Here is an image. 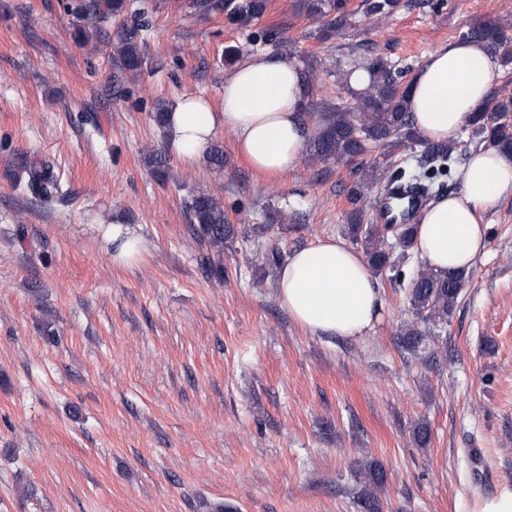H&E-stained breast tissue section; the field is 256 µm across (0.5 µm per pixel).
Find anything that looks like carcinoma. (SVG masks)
<instances>
[{
    "label": "carcinoma",
    "mask_w": 512,
    "mask_h": 512,
    "mask_svg": "<svg viewBox=\"0 0 512 512\" xmlns=\"http://www.w3.org/2000/svg\"><path fill=\"white\" fill-rule=\"evenodd\" d=\"M365 15L377 22L394 13L400 0H365ZM201 12H218L238 27H249L267 11L268 0H193ZM126 10V0H68L64 13L69 17L70 36L79 46L95 48L100 43L104 23L117 18ZM294 12L318 23L315 36L321 41L351 25L352 13L346 10L345 0H295ZM139 27H125L118 36V55L121 66L136 75L145 64V42ZM467 39L484 43L488 52L504 65H512V35L495 20L479 21L463 34ZM370 85L362 92L352 93L355 102L349 105H328L310 113L306 130V155L314 164L343 162L352 164L359 180L350 187L347 213V233L361 246L368 266L377 274L390 273V280L405 279L401 259L413 247V224H367L365 213L358 207L363 189L371 184L385 190L391 184H413L429 193L436 179L446 176L457 161V143L431 142L416 128L407 108V85L403 71L381 56L372 57L365 66ZM512 95L491 93L482 109L469 121L471 137L480 143L512 154ZM383 148V153L365 161L369 145ZM423 151L417 160L418 170L411 171L392 161ZM169 157L164 151L147 152L146 163L156 173L168 168ZM18 180L44 203L62 194L60 173L48 160L21 169ZM190 231L205 247L203 262L212 278H224V241L235 236L224 210V201L211 191H196L185 200ZM466 274L457 271L435 270L422 265L410 279L409 302L417 323L401 331L406 350L417 355L430 349L440 340L448 325ZM354 478L361 485L356 504L361 512H383L379 492L387 484L384 465L375 459L356 461Z\"/></svg>",
    "instance_id": "1"
}]
</instances>
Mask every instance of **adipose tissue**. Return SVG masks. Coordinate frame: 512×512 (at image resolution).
<instances>
[{
  "instance_id": "adipose-tissue-1",
  "label": "adipose tissue",
  "mask_w": 512,
  "mask_h": 512,
  "mask_svg": "<svg viewBox=\"0 0 512 512\" xmlns=\"http://www.w3.org/2000/svg\"><path fill=\"white\" fill-rule=\"evenodd\" d=\"M497 63L477 41L431 52L407 94L415 126L430 141L457 137L489 97ZM300 69L293 61L259 54L224 80V107L212 111L197 95L171 106L168 130L176 155L193 163L217 129L234 133L236 147L257 171L283 175L305 144ZM458 192L442 197L416 228L414 249L437 270L469 272L486 249L484 211L512 196V156L493 147L473 151L457 173ZM278 295L295 322L316 336L356 338L381 316L383 300L363 256L336 238L293 251L278 281Z\"/></svg>"
}]
</instances>
